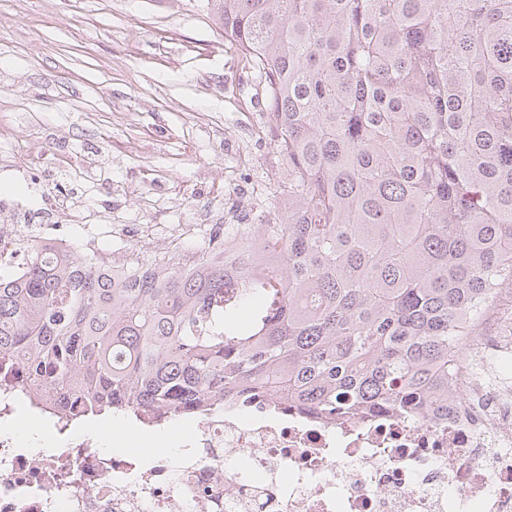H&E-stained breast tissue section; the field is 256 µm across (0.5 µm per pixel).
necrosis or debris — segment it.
<instances>
[{
    "mask_svg": "<svg viewBox=\"0 0 512 512\" xmlns=\"http://www.w3.org/2000/svg\"><path fill=\"white\" fill-rule=\"evenodd\" d=\"M511 315L499 289L451 360L447 410L426 418L228 409L175 452H106L0 389V512H512ZM34 414L51 441L20 447Z\"/></svg>",
    "mask_w": 512,
    "mask_h": 512,
    "instance_id": "obj_1",
    "label": "necrosis or debris"
}]
</instances>
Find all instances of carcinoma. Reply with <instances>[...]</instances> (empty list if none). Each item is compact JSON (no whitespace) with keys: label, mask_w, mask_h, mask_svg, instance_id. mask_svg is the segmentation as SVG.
I'll use <instances>...</instances> for the list:
<instances>
[{"label":"carcinoma","mask_w":512,"mask_h":512,"mask_svg":"<svg viewBox=\"0 0 512 512\" xmlns=\"http://www.w3.org/2000/svg\"><path fill=\"white\" fill-rule=\"evenodd\" d=\"M270 97L274 220L126 271L46 240L0 273L11 388L61 419L448 398L512 286V0H211Z\"/></svg>","instance_id":"carcinoma-1"}]
</instances>
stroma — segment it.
Returning a JSON list of instances; mask_svg holds the SVG:
<instances>
[{
  "mask_svg": "<svg viewBox=\"0 0 512 512\" xmlns=\"http://www.w3.org/2000/svg\"><path fill=\"white\" fill-rule=\"evenodd\" d=\"M265 85L208 0H0V221L154 252L174 224H254L285 164Z\"/></svg>",
  "mask_w": 512,
  "mask_h": 512,
  "instance_id": "obj_1",
  "label": "stroma"
}]
</instances>
